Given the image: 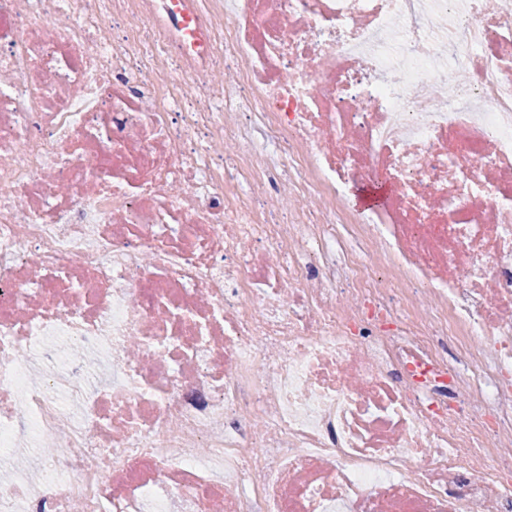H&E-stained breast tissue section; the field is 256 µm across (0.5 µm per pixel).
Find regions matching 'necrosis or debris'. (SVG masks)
Segmentation results:
<instances>
[{
    "instance_id": "1",
    "label": "necrosis or debris",
    "mask_w": 512,
    "mask_h": 512,
    "mask_svg": "<svg viewBox=\"0 0 512 512\" xmlns=\"http://www.w3.org/2000/svg\"><path fill=\"white\" fill-rule=\"evenodd\" d=\"M22 437L0 512H512V0H0Z\"/></svg>"
}]
</instances>
